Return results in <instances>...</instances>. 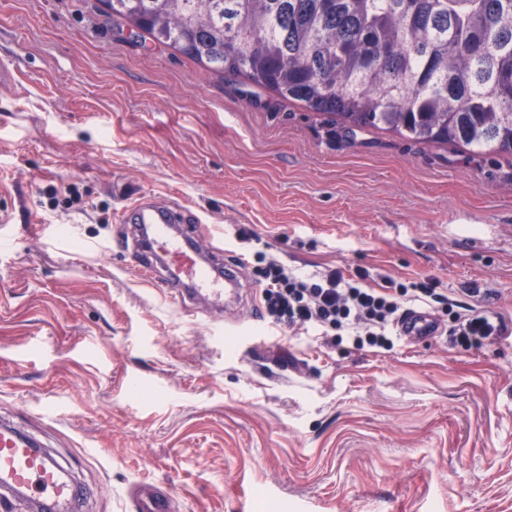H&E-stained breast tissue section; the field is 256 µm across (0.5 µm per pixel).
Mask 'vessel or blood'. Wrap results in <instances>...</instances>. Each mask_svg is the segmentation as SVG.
Instances as JSON below:
<instances>
[{
  "instance_id": "vessel-or-blood-1",
  "label": "vessel or blood",
  "mask_w": 512,
  "mask_h": 512,
  "mask_svg": "<svg viewBox=\"0 0 512 512\" xmlns=\"http://www.w3.org/2000/svg\"><path fill=\"white\" fill-rule=\"evenodd\" d=\"M121 223L139 240L135 266L141 278L158 283L181 301L203 300L215 308L234 306L241 267L223 248L208 243L197 214L176 205L140 199L123 211ZM408 343L439 335L435 315L408 309L397 327ZM28 498L36 506L73 503L70 480L41 444L8 421L0 422V499ZM133 512H170L169 496L145 484L131 502Z\"/></svg>"
}]
</instances>
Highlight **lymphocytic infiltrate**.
<instances>
[{
	"instance_id": "obj_1",
	"label": "lymphocytic infiltrate",
	"mask_w": 512,
	"mask_h": 512,
	"mask_svg": "<svg viewBox=\"0 0 512 512\" xmlns=\"http://www.w3.org/2000/svg\"><path fill=\"white\" fill-rule=\"evenodd\" d=\"M254 272L260 278L262 299L274 323L343 332L360 348L392 347L391 328L401 315L404 297L437 303L444 300L429 282L392 281L380 289L366 288L336 269L313 280L262 254ZM506 332L499 314L474 308L466 317L455 318L450 334L458 345L469 348L495 341Z\"/></svg>"
}]
</instances>
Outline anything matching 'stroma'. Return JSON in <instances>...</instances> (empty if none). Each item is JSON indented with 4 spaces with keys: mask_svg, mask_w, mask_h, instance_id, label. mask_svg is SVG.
<instances>
[{
    "mask_svg": "<svg viewBox=\"0 0 512 512\" xmlns=\"http://www.w3.org/2000/svg\"><path fill=\"white\" fill-rule=\"evenodd\" d=\"M195 212L241 261L225 343L143 281L119 218ZM0 419L129 512H512V155L345 133L335 117L128 33L100 0H0ZM57 233L43 246L35 228ZM431 281L443 335L391 349L250 324L255 253ZM508 335L465 348L469 308ZM131 507L134 512H170L169 495L144 484L135 490Z\"/></svg>",
    "mask_w": 512,
    "mask_h": 512,
    "instance_id": "stroma-1",
    "label": "stroma"
}]
</instances>
